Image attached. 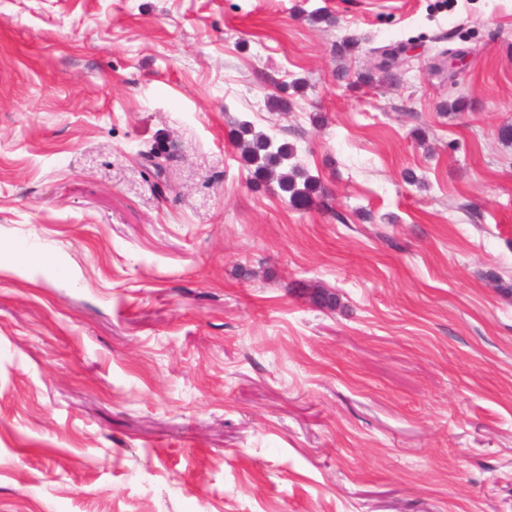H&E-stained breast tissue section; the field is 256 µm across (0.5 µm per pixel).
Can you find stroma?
Wrapping results in <instances>:
<instances>
[{
	"instance_id": "1",
	"label": "stroma",
	"mask_w": 512,
	"mask_h": 512,
	"mask_svg": "<svg viewBox=\"0 0 512 512\" xmlns=\"http://www.w3.org/2000/svg\"><path fill=\"white\" fill-rule=\"evenodd\" d=\"M509 129L512 0H0V512H512ZM236 141L246 163L254 166L258 179L276 181L280 190L289 194L290 202L298 207L309 206L321 193L317 178L288 161L294 155V147L277 143L263 132L256 131L249 120H235Z\"/></svg>"
}]
</instances>
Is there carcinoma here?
I'll return each mask as SVG.
<instances>
[{
  "mask_svg": "<svg viewBox=\"0 0 512 512\" xmlns=\"http://www.w3.org/2000/svg\"><path fill=\"white\" fill-rule=\"evenodd\" d=\"M236 141L246 163L254 166L257 178H268L277 182L281 191L289 194L290 202L298 207L310 205L321 193L317 178L296 165L289 164L294 147L278 143L263 132L255 130L245 119L234 121Z\"/></svg>",
  "mask_w": 512,
  "mask_h": 512,
  "instance_id": "cac0c4a2",
  "label": "carcinoma"
}]
</instances>
